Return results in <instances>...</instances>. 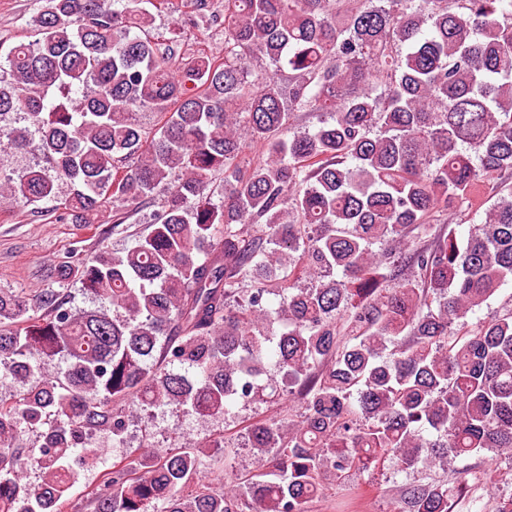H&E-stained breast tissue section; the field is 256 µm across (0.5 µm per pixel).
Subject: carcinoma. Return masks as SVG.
I'll return each mask as SVG.
<instances>
[{
	"mask_svg": "<svg viewBox=\"0 0 512 512\" xmlns=\"http://www.w3.org/2000/svg\"><path fill=\"white\" fill-rule=\"evenodd\" d=\"M136 2L43 0L0 62V139L35 159L1 199L96 224L172 185L131 248L56 268L95 307L0 290V512H67L89 458L90 512H305L352 471L511 452L512 309L467 315L512 281V0H224V55L178 62ZM480 209L464 242L434 227ZM283 397L229 483L222 440L87 452L143 412ZM463 490L417 480L391 512Z\"/></svg>",
	"mask_w": 512,
	"mask_h": 512,
	"instance_id": "1",
	"label": "carcinoma"
}]
</instances>
